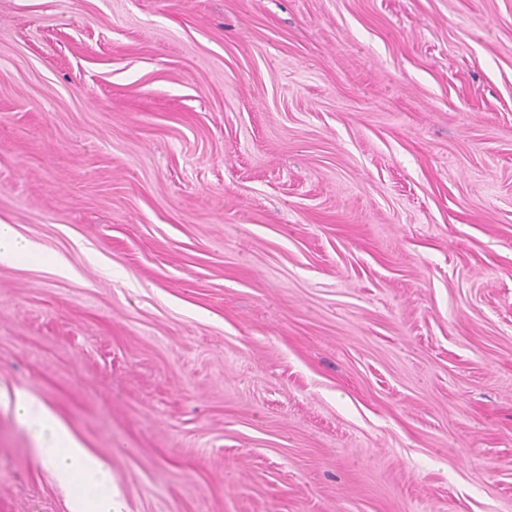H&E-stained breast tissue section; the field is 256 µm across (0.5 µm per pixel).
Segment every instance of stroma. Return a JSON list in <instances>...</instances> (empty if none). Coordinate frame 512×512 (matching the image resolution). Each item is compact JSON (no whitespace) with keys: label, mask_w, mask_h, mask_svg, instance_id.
Listing matches in <instances>:
<instances>
[{"label":"stroma","mask_w":512,"mask_h":512,"mask_svg":"<svg viewBox=\"0 0 512 512\" xmlns=\"http://www.w3.org/2000/svg\"><path fill=\"white\" fill-rule=\"evenodd\" d=\"M0 512H512V0H0ZM39 252V246L28 240L10 224H0V261L12 263ZM13 408L34 444L33 449L58 480L71 488L72 512H122L107 459L85 448L44 402L17 392ZM89 500L94 504L91 510L87 508Z\"/></svg>","instance_id":"stroma-1"}]
</instances>
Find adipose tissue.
Returning a JSON list of instances; mask_svg holds the SVG:
<instances>
[{
  "label": "adipose tissue",
  "instance_id": "obj_1",
  "mask_svg": "<svg viewBox=\"0 0 512 512\" xmlns=\"http://www.w3.org/2000/svg\"><path fill=\"white\" fill-rule=\"evenodd\" d=\"M13 408L41 460L71 488V512H122L107 459L85 448L44 402L19 392Z\"/></svg>",
  "mask_w": 512,
  "mask_h": 512
}]
</instances>
